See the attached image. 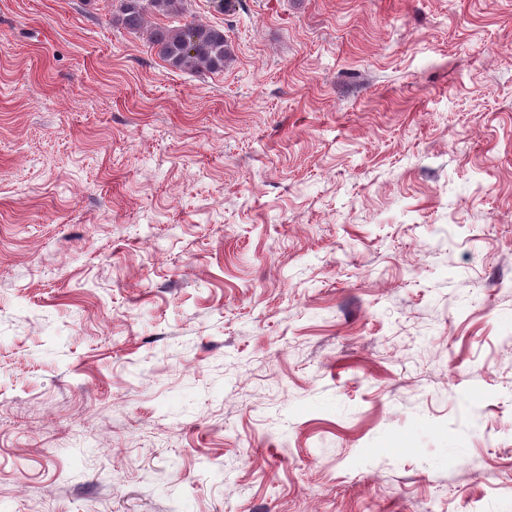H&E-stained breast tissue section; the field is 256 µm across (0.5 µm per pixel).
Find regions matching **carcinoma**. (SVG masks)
Returning <instances> with one entry per match:
<instances>
[{
  "label": "carcinoma",
  "mask_w": 512,
  "mask_h": 512,
  "mask_svg": "<svg viewBox=\"0 0 512 512\" xmlns=\"http://www.w3.org/2000/svg\"><path fill=\"white\" fill-rule=\"evenodd\" d=\"M189 0H119L112 25L139 32L150 17L177 19ZM152 49L169 66L220 73L231 57L224 28L189 20L179 25L156 23L149 28Z\"/></svg>",
  "instance_id": "1"
}]
</instances>
